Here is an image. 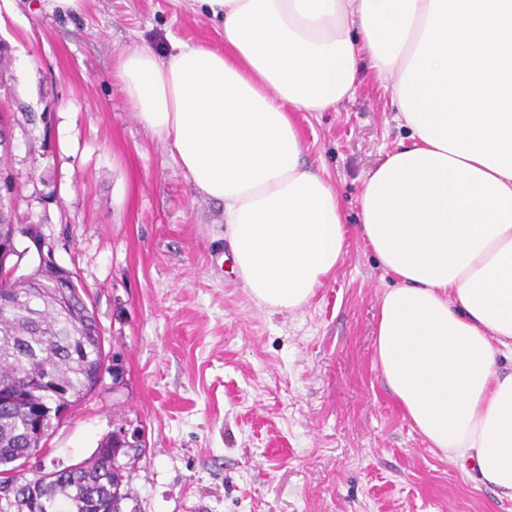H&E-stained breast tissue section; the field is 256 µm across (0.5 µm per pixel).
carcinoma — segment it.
<instances>
[{
	"label": "carcinoma",
	"mask_w": 512,
	"mask_h": 512,
	"mask_svg": "<svg viewBox=\"0 0 512 512\" xmlns=\"http://www.w3.org/2000/svg\"><path fill=\"white\" fill-rule=\"evenodd\" d=\"M73 278L62 266L38 261L0 292V483L11 485L12 501L0 503V512H98L123 499L124 448L102 446L88 461L44 474L37 469L31 479L14 475L18 461L41 450L47 408L69 411L108 372L104 336L85 310V290L63 294L62 282Z\"/></svg>",
	"instance_id": "1"
}]
</instances>
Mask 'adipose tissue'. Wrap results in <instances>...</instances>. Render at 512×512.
<instances>
[{"mask_svg":"<svg viewBox=\"0 0 512 512\" xmlns=\"http://www.w3.org/2000/svg\"><path fill=\"white\" fill-rule=\"evenodd\" d=\"M216 50L130 47L116 77L194 189L224 207L234 270L268 314L344 260L335 184L301 157L298 112L392 89L406 143L363 179L361 234L396 285L375 358L430 447L512 500V0H198Z\"/></svg>","mask_w":512,"mask_h":512,"instance_id":"1","label":"adipose tissue"}]
</instances>
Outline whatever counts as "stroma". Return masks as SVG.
Wrapping results in <instances>:
<instances>
[{
  "label": "stroma",
  "instance_id": "obj_1",
  "mask_svg": "<svg viewBox=\"0 0 512 512\" xmlns=\"http://www.w3.org/2000/svg\"><path fill=\"white\" fill-rule=\"evenodd\" d=\"M5 75L36 124L15 127L19 214L76 272L122 369L49 432L45 465L90 458L139 429L121 512H512L405 418L375 359L379 299L393 280L359 236L363 176L407 132L391 87L364 69L354 95L298 112L302 156L348 217L344 261L302 309L268 315L232 272L224 208L199 195L114 78L119 54L179 41L223 49L192 0H0Z\"/></svg>",
  "mask_w": 512,
  "mask_h": 512
}]
</instances>
